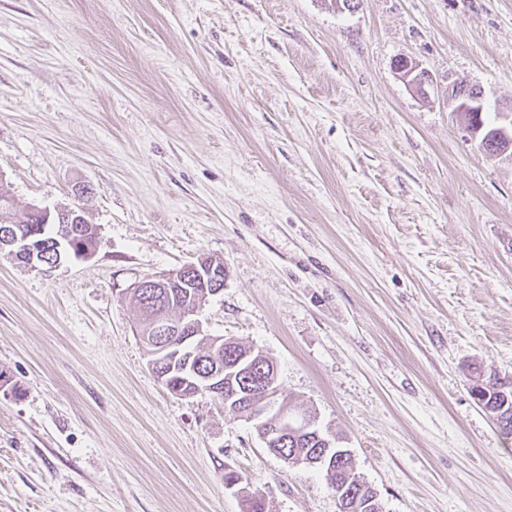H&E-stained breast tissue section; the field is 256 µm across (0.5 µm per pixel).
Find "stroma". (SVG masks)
<instances>
[{
    "mask_svg": "<svg viewBox=\"0 0 512 512\" xmlns=\"http://www.w3.org/2000/svg\"><path fill=\"white\" fill-rule=\"evenodd\" d=\"M461 80L487 125L512 109V0H0V194L98 230L53 268L0 254V512H339L151 371L133 288L203 255L207 332L276 363L384 512H512L471 394L512 382V159ZM459 83L461 84V86H463L462 92L456 93L453 96L451 95V99L453 103H455L454 111L458 112L462 120L464 117L466 125L472 134H474L475 136L481 135L480 142L482 141V145L488 146L490 149H498V144L500 145V143H503V145H506V147L502 150L498 149L495 152V154L500 156L508 154L509 158H512V154L509 153L512 144V110H510V113H505L501 115V119L507 121L509 127L502 125L494 126L491 128H485V124L481 123L478 120L481 113H479L478 119L473 121L472 124L469 123L465 118L466 113L484 112V95L479 87L470 85L466 81H461ZM470 88L473 89L472 94L468 92V89Z\"/></svg>",
    "mask_w": 512,
    "mask_h": 512,
    "instance_id": "35a3bbf8",
    "label": "stroma"
}]
</instances>
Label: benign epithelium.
Listing matches in <instances>:
<instances>
[{
  "label": "benign epithelium",
  "mask_w": 512,
  "mask_h": 512,
  "mask_svg": "<svg viewBox=\"0 0 512 512\" xmlns=\"http://www.w3.org/2000/svg\"><path fill=\"white\" fill-rule=\"evenodd\" d=\"M397 68L409 78L412 87H422L425 76L418 71L416 63L402 59L397 63ZM461 86L462 92L451 96L455 103L454 111L462 118L468 112L484 111L482 90L465 81L461 82ZM501 119L508 122V125L487 128L478 120L467 124L472 134L481 136L482 145L496 150V154L500 156L512 150V113L501 115ZM28 216L40 224L87 223L81 209L66 206L53 211L33 207ZM6 247L16 260L27 265L36 266L45 262V254H36V250L26 245V238L20 237L13 228L0 231V250ZM224 277V269L201 261L178 270L148 276L137 284L141 292L147 288H184L190 280L200 284L202 288L196 301L185 307L178 317L170 318L161 313L155 316L152 342L158 353L174 350L179 352L192 345L195 337L206 335L199 313L210 297L223 290ZM217 347L226 351L224 367L216 368L208 374H193L188 396L208 392L224 404V412L255 422L265 447L275 453L288 441L290 432L316 444L314 448L293 451L288 461L299 465L307 464L333 474L334 468L349 456L348 451L336 447V436L318 429L313 418L293 415L280 403L276 368L262 361L263 351L245 347L234 338L215 340L212 348Z\"/></svg>",
  "instance_id": "obj_1"
}]
</instances>
